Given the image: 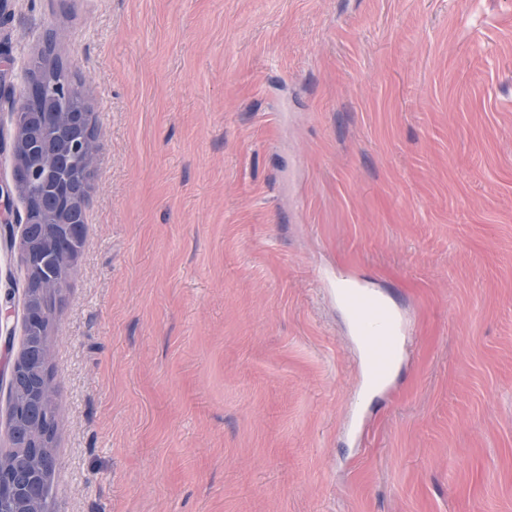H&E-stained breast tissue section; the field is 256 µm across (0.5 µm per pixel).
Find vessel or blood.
Instances as JSON below:
<instances>
[{"mask_svg": "<svg viewBox=\"0 0 512 512\" xmlns=\"http://www.w3.org/2000/svg\"><path fill=\"white\" fill-rule=\"evenodd\" d=\"M352 302L357 309L358 325L370 348L369 367L374 374H381L393 354L394 337L400 330V324L381 303L358 293L353 294Z\"/></svg>", "mask_w": 512, "mask_h": 512, "instance_id": "b4317fda", "label": "vessel or blood"}]
</instances>
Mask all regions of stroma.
<instances>
[{"label": "stroma", "mask_w": 512, "mask_h": 512, "mask_svg": "<svg viewBox=\"0 0 512 512\" xmlns=\"http://www.w3.org/2000/svg\"><path fill=\"white\" fill-rule=\"evenodd\" d=\"M48 35L101 141L51 512H512V0H6L2 141ZM352 302L357 308L358 325L370 348L369 367L379 375L383 373L393 354L394 336L401 325L395 315L384 305L361 294H353Z\"/></svg>", "instance_id": "stroma-1"}]
</instances>
